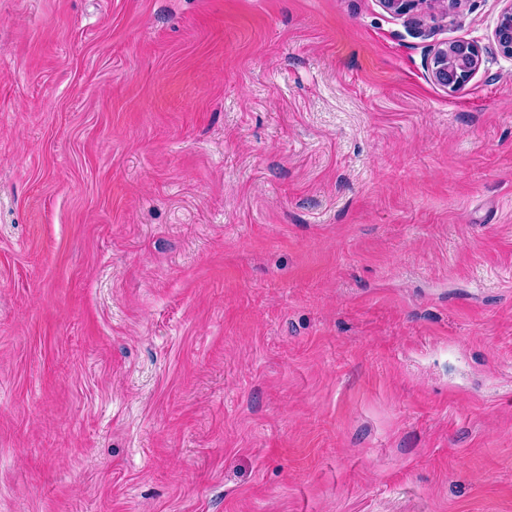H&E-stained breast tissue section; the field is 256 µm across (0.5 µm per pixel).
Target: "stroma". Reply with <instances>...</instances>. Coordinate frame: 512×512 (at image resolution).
<instances>
[{
    "instance_id": "obj_1",
    "label": "stroma",
    "mask_w": 512,
    "mask_h": 512,
    "mask_svg": "<svg viewBox=\"0 0 512 512\" xmlns=\"http://www.w3.org/2000/svg\"><path fill=\"white\" fill-rule=\"evenodd\" d=\"M505 5L0 0V512H512ZM507 2L509 3L501 14L494 37L499 49L512 56V1L507 0ZM480 60L479 48L469 42L439 48L432 60L431 79L443 88L457 89L475 73Z\"/></svg>"
}]
</instances>
